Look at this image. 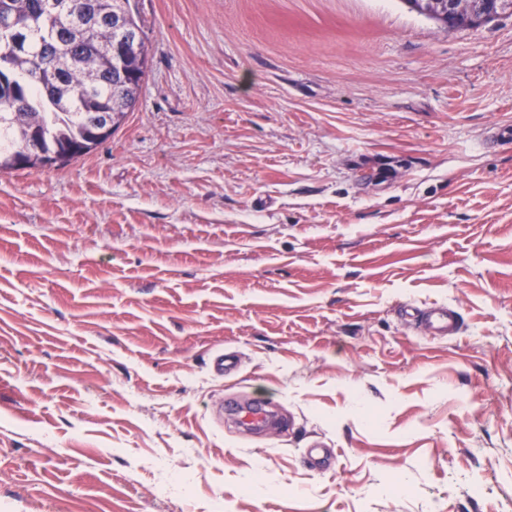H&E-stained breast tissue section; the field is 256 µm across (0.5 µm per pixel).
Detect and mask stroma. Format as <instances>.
Returning a JSON list of instances; mask_svg holds the SVG:
<instances>
[{
  "mask_svg": "<svg viewBox=\"0 0 512 512\" xmlns=\"http://www.w3.org/2000/svg\"><path fill=\"white\" fill-rule=\"evenodd\" d=\"M131 4L124 123L0 173V512H512V15ZM422 324L434 336H447L458 330L459 320L447 307H437L422 317ZM225 411L246 428H261L270 421L267 400L263 399H253L243 405L228 402Z\"/></svg>",
  "mask_w": 512,
  "mask_h": 512,
  "instance_id": "35a3bbf8",
  "label": "stroma"
}]
</instances>
